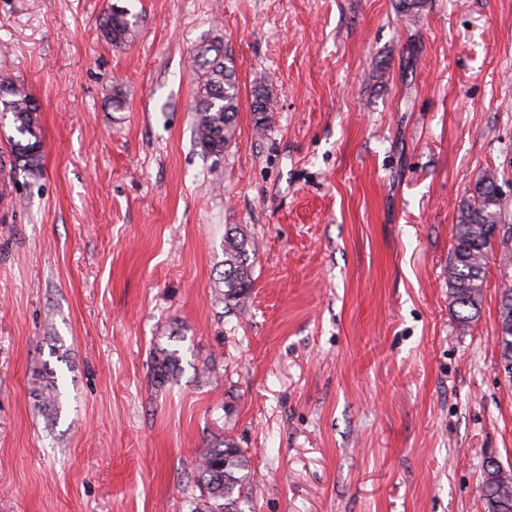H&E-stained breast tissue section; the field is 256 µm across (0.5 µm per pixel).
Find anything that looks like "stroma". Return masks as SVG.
Returning <instances> with one entry per match:
<instances>
[{
	"mask_svg": "<svg viewBox=\"0 0 512 512\" xmlns=\"http://www.w3.org/2000/svg\"><path fill=\"white\" fill-rule=\"evenodd\" d=\"M109 2L0 0V79L44 151L13 172L0 120V512H200L224 436L254 472L243 512H484L488 461L512 471L502 236L473 321L446 271L485 172L512 225V0H122V47ZM215 41L240 92L219 157L193 138ZM228 224L257 245L230 312ZM136 25L137 19L128 9L123 15H117L112 13V5L104 11L100 22L104 38L116 46L129 40ZM499 331L503 337L500 339L501 363L509 380L512 378V290L503 292L499 307ZM154 372L160 382H166L180 364L177 350L158 346L153 354Z\"/></svg>",
	"mask_w": 512,
	"mask_h": 512,
	"instance_id": "35a3bbf8",
	"label": "stroma"
}]
</instances>
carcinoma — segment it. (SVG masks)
Segmentation results:
<instances>
[{
	"label": "carcinoma",
	"mask_w": 512,
	"mask_h": 512,
	"mask_svg": "<svg viewBox=\"0 0 512 512\" xmlns=\"http://www.w3.org/2000/svg\"><path fill=\"white\" fill-rule=\"evenodd\" d=\"M137 25L130 11L122 15L107 8L101 17L100 28L105 39L122 45L131 37ZM197 65L202 80V94L195 107L194 137L202 150L221 156L231 143L238 113V89L233 65L224 55V46L212 43L198 55ZM259 115L257 129L261 130L271 111L268 94L257 91L252 104ZM0 110L12 115L18 138L11 143V165L26 174L40 170L43 141L38 123L39 106L24 88L13 81L0 80ZM502 203L497 177L488 174L480 178L475 194L461 202L455 224V244L448 260V287L452 303L467 311L462 321L470 322L480 310L483 277L488 249L501 223ZM256 262L254 242L236 227L224 231V302L231 307L251 288L252 271ZM501 363L508 378H512V290L503 292L499 307ZM154 372L165 382L178 369V351L157 347L153 354ZM38 406L55 407L59 403L56 381L51 380L38 389ZM501 466L491 463L485 470L482 500L485 512H512V475L497 481ZM254 479L249 461L239 445L224 437L208 445L199 462L198 486L204 499L202 512H242L245 498Z\"/></svg>",
	"instance_id": "cac0c4a2"
}]
</instances>
